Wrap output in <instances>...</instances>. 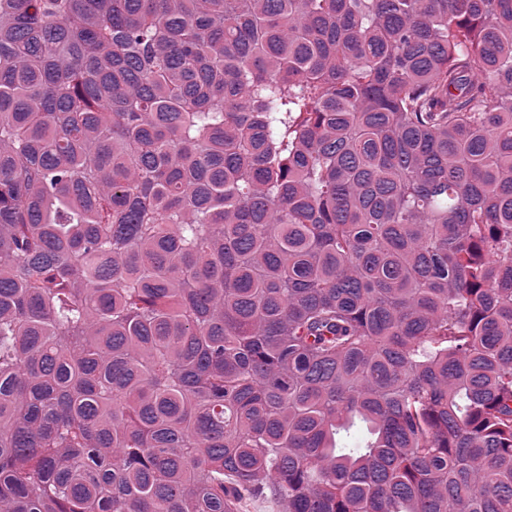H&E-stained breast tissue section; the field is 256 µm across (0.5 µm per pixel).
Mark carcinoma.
Wrapping results in <instances>:
<instances>
[{"label": "carcinoma", "instance_id": "obj_1", "mask_svg": "<svg viewBox=\"0 0 512 512\" xmlns=\"http://www.w3.org/2000/svg\"><path fill=\"white\" fill-rule=\"evenodd\" d=\"M257 501L512 512V0H0V512Z\"/></svg>", "mask_w": 512, "mask_h": 512}]
</instances>
